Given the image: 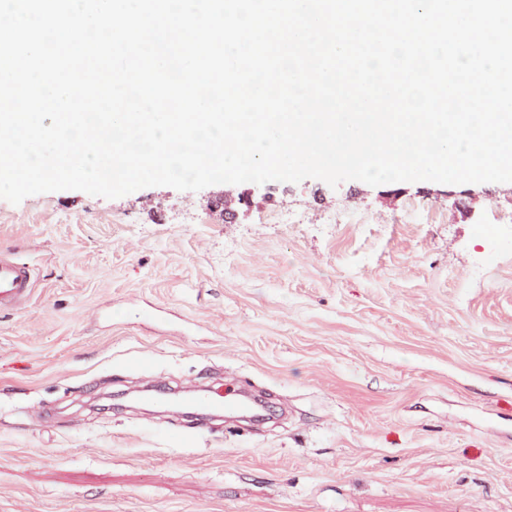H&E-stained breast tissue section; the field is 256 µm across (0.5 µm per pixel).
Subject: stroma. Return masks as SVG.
Wrapping results in <instances>:
<instances>
[{
	"mask_svg": "<svg viewBox=\"0 0 512 512\" xmlns=\"http://www.w3.org/2000/svg\"><path fill=\"white\" fill-rule=\"evenodd\" d=\"M297 213V224L266 215ZM512 185L0 199V512H512ZM263 395L208 430L130 393ZM33 289L31 268L0 253V310H13L23 305Z\"/></svg>",
	"mask_w": 512,
	"mask_h": 512,
	"instance_id": "1",
	"label": "stroma"
}]
</instances>
